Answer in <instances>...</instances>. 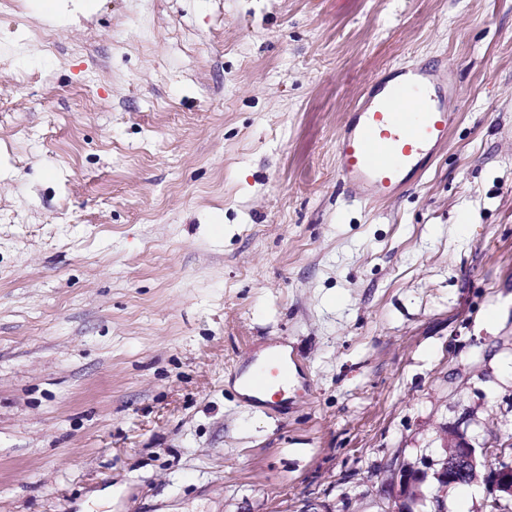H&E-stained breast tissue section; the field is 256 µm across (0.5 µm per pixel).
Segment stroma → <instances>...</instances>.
<instances>
[{
    "mask_svg": "<svg viewBox=\"0 0 512 512\" xmlns=\"http://www.w3.org/2000/svg\"><path fill=\"white\" fill-rule=\"evenodd\" d=\"M0 0V512H387L397 463L512 462V0ZM51 32L44 42L42 32ZM448 143L349 202L377 76ZM287 344L286 408L234 389ZM48 1V0H44ZM43 0L33 1L36 10L42 11L44 17L48 21H53L57 17V6L63 11L68 13L84 12L90 9L91 3L84 2L88 0H50V2H44ZM56 1H62L59 5H54ZM70 1V2H69ZM50 5V6H49ZM453 85L436 67H398L370 86L336 139V173L350 201L396 196L448 141Z\"/></svg>",
    "mask_w": 512,
    "mask_h": 512,
    "instance_id": "obj_1",
    "label": "stroma"
}]
</instances>
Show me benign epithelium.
I'll return each instance as SVG.
<instances>
[{
  "label": "benign epithelium",
  "instance_id": "obj_1",
  "mask_svg": "<svg viewBox=\"0 0 512 512\" xmlns=\"http://www.w3.org/2000/svg\"><path fill=\"white\" fill-rule=\"evenodd\" d=\"M481 453L486 450L475 448L465 436L458 434L440 459L423 457L418 465L401 464L394 470L391 512H415L419 506H430L431 512H445L443 497L448 487L477 480ZM493 491L496 492L494 502L512 501V462H498Z\"/></svg>",
  "mask_w": 512,
  "mask_h": 512
}]
</instances>
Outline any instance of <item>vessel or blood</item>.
Segmentation results:
<instances>
[{
    "label": "vessel or blood",
    "instance_id": "obj_1",
    "mask_svg": "<svg viewBox=\"0 0 512 512\" xmlns=\"http://www.w3.org/2000/svg\"><path fill=\"white\" fill-rule=\"evenodd\" d=\"M453 85L436 67L395 69L367 89L336 139V173L349 200L396 196L448 141L455 115L448 109ZM296 361L280 351L247 376L248 391H284Z\"/></svg>",
    "mask_w": 512,
    "mask_h": 512
}]
</instances>
